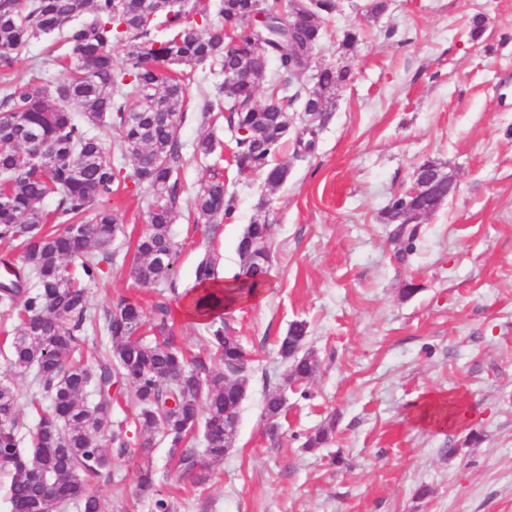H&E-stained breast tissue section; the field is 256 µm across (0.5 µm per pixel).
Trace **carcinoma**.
<instances>
[{
  "label": "carcinoma",
  "instance_id": "1",
  "mask_svg": "<svg viewBox=\"0 0 512 512\" xmlns=\"http://www.w3.org/2000/svg\"><path fill=\"white\" fill-rule=\"evenodd\" d=\"M258 5L275 22L262 37L251 27V6ZM335 0H315L316 19L303 18L291 32L294 18L280 0H193L188 9L171 6V0H0V182L7 202L0 203V241L18 252L11 277L0 283V307L16 312L6 357L11 368L35 370V383L50 400L49 408L36 409L37 421L29 436L32 449L23 453L18 435L17 397L0 383V466L10 471L7 488L13 512H38L43 495L40 479L53 482L56 509L74 505L79 512H102L90 480L110 466L98 429L112 427V407L124 390H132L137 419L148 432L163 430L172 437L171 453L186 472L197 465L193 427L205 425L209 457H224L226 445L236 436L241 396L251 372L237 336L224 321L228 299L248 297L266 284V278L248 280L237 275L221 288H206L215 279L211 256H204L195 270L202 285L189 297L187 307L204 319L207 345L191 355L178 341L175 314L167 302L154 305L149 320L128 299L119 300L105 315L103 330L109 338L108 353L91 364L85 359V333L96 326V316L84 283L100 277L101 264L112 263L109 246L116 217L102 208L90 219L86 212L112 195L121 171L111 161L112 146L88 133L90 124L115 121L120 129L117 152L131 161L128 178L147 187L149 202L146 231L139 237L129 276L141 287L164 282L173 268L168 256L177 254L170 226L179 213L186 162L179 127L187 87L185 80L163 73L178 65L181 74L207 62L246 71L248 80L224 86L217 92L229 112L228 125L237 129L235 165L241 173H261L269 185L288 178V167L275 162L288 140L289 108L305 97L303 111L315 112L322 125L336 96L347 82L343 67H323L314 74L313 90L254 104L257 89L268 73V57L277 59L281 87H291L301 74L300 58L288 50L284 35L291 32L299 47L313 51L323 38L325 16L334 13ZM219 27L240 44L230 57L216 32L202 34L201 26ZM52 34L58 36L57 61L75 67L63 80L42 84L39 78L11 75L14 53L26 44ZM126 47L121 67L114 65L112 48ZM72 104L78 111L71 112ZM44 153V166L27 161L31 150ZM54 198L56 207L39 208ZM201 217L230 219L233 196L224 182L214 179L193 198ZM411 208L409 198L394 196L383 211V223L397 225L394 240L413 250L418 228L400 225V216ZM83 225L78 235L69 225ZM269 224L255 220L238 241L266 247ZM149 324L157 333L146 341L137 332ZM307 323L294 322L279 339L278 352L289 363L286 382L309 380L319 359L304 349ZM219 364L214 368L213 364ZM94 388L97 401L85 405L86 391ZM265 417H280L285 407L280 393L267 396ZM110 443L119 456H132L122 430L111 431ZM140 493L152 498V512H170L155 488L151 470L139 476Z\"/></svg>",
  "mask_w": 512,
  "mask_h": 512
}]
</instances>
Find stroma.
I'll return each mask as SVG.
<instances>
[{"label":"stroma","mask_w":512,"mask_h":512,"mask_svg":"<svg viewBox=\"0 0 512 512\" xmlns=\"http://www.w3.org/2000/svg\"><path fill=\"white\" fill-rule=\"evenodd\" d=\"M367 5L340 0L310 70L294 81L308 92L316 68L350 72L314 151L298 159L293 144L282 148L281 185L237 171L215 95L220 66L192 70L179 129L190 160L171 226L179 246L171 283L142 288L130 278L148 200L131 187L113 193V264L87 288L98 315L122 298L147 310L175 304L182 345L199 351L201 322L177 302L205 255L219 276L239 273L237 243L258 217L270 226L275 286L224 315L252 364L233 448L204 460L207 480L194 485L169 438L144 432L124 396L113 420L137 453L114 458L111 473L93 483L104 512H151L137 489L147 466L173 512H512V0H390L379 15ZM477 16L485 25L475 38ZM349 29L360 36L346 52L339 44ZM47 51L43 40L19 49L15 74L62 80ZM207 93L214 109L205 122L196 105ZM208 133L214 152L196 154ZM426 162L454 175L457 191L407 254L382 212ZM214 178L235 198L232 220L210 221L191 207L200 184ZM409 283L415 293H405ZM296 321L307 322L320 367L292 390L277 343ZM0 381L16 394L21 446L29 448L35 409L48 399L2 354ZM275 391L288 400L276 446L264 417ZM429 393L447 397L462 419L441 428L416 422L413 402ZM328 426L331 443L306 449L308 436Z\"/></svg>","instance_id":"stroma-1"}]
</instances>
